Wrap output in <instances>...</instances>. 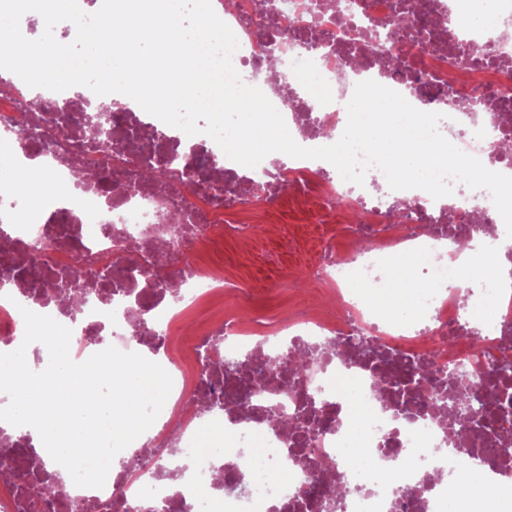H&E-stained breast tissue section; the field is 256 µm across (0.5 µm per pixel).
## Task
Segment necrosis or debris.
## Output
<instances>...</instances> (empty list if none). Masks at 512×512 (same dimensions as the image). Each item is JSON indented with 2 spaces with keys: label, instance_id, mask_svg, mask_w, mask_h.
I'll use <instances>...</instances> for the list:
<instances>
[{
  "label": "necrosis or debris",
  "instance_id": "4bbe7bcc",
  "mask_svg": "<svg viewBox=\"0 0 512 512\" xmlns=\"http://www.w3.org/2000/svg\"><path fill=\"white\" fill-rule=\"evenodd\" d=\"M234 32V66L244 83L270 91L293 139L323 144L344 132L346 105L357 83L373 80L402 93L415 107L441 113L440 132L489 170L512 176V0H498V23L470 24L473 0H211ZM401 30H394L398 16ZM411 50L401 71L387 54ZM302 63L318 84L280 88L278 67ZM70 91L32 97L16 74L0 70V127L38 125L37 138H18L23 168H48L67 186L64 198L0 194V218L11 222L0 270L11 269L0 301V345L22 343L17 304L50 311L71 329L70 357L81 363L113 346L159 363L171 376L169 417L138 452V463L108 474L100 488L71 487L66 512H454L460 489L479 475L485 493L463 512H499L493 497L512 486V382L493 365L512 361V291L496 268L512 265L501 244L504 221L491 193L439 199L420 189H390L369 169L364 184L344 180L329 162L262 160L248 168L229 159L209 136L186 135L144 110H97L127 130L111 155L89 146ZM156 172L147 182L142 170ZM120 176L117 188H84L85 174ZM333 215L337 205L359 216L352 243L323 247L309 281L336 297L294 308L247 326L238 309L224 310L186 335L179 314L165 307L173 289L197 306L214 296L240 301L234 282L199 266L195 257L223 232L229 215L277 210L279 187ZM495 242L479 291H440L432 282L473 240ZM139 241L177 255L176 283L157 280L146 262L113 277L114 251ZM414 241L422 260L416 280L422 319L403 305L381 315L369 293L388 288L382 270L393 250ZM81 255L92 278L80 289L78 311L43 295L41 273L64 275ZM307 352L305 370L257 377L279 344ZM233 373L214 376L213 359ZM208 424L224 434L221 454L201 448ZM259 454L260 467L241 472V457ZM466 469L448 468L449 454ZM0 512H30L46 470L31 472L0 456ZM344 493L325 497L323 482Z\"/></svg>",
  "mask_w": 512,
  "mask_h": 512
}]
</instances>
